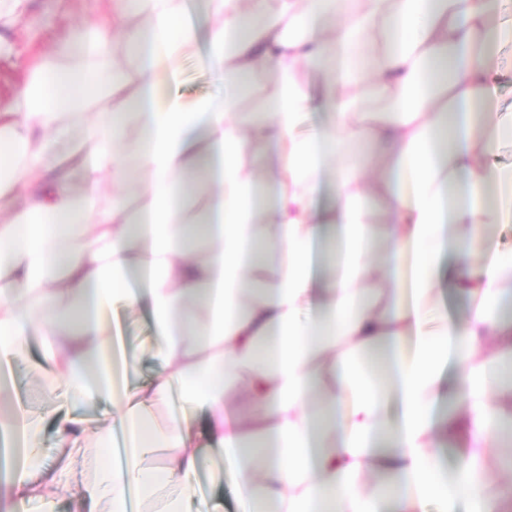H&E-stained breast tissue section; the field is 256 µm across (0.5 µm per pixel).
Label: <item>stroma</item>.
I'll return each mask as SVG.
<instances>
[{"label": "stroma", "mask_w": 512, "mask_h": 512, "mask_svg": "<svg viewBox=\"0 0 512 512\" xmlns=\"http://www.w3.org/2000/svg\"><path fill=\"white\" fill-rule=\"evenodd\" d=\"M182 25L191 27L198 39L195 56L183 61L176 82L167 85L170 93L196 99L222 94L223 77L208 58V32L212 18L207 0H184ZM104 11L102 0H27L25 13L18 18H0V102L10 100L33 77L41 56L60 38L81 27L99 23ZM112 333L126 348L136 350L141 363L137 372L129 374V387L146 384L157 370L153 357L151 318L146 310L128 312L115 309L112 313ZM45 350L39 337H31L29 361L15 376L10 402L18 410L36 411L45 422L43 446L50 468H65L66 488L55 505L56 512H80L79 492L86 478L81 460L67 458L55 446V422L69 417L79 427L93 431L106 423L112 414L110 405H69L60 392L37 389L36 382L43 373ZM221 460L203 453L191 481L198 488L209 512H254V505L238 488L223 483L218 472Z\"/></svg>", "instance_id": "obj_1"}]
</instances>
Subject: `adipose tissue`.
Returning a JSON list of instances; mask_svg holds the SVG:
<instances>
[{"instance_id":"ef3b65f1","label":"adipose tissue","mask_w":512,"mask_h":512,"mask_svg":"<svg viewBox=\"0 0 512 512\" xmlns=\"http://www.w3.org/2000/svg\"><path fill=\"white\" fill-rule=\"evenodd\" d=\"M208 3L223 94L159 93L197 51L182 0H108L107 24L52 46L0 108V359L25 363L37 333L51 388L111 403L93 435L57 428L87 463L83 512H192L202 449L166 412L176 393L233 456L225 480L271 512H423L436 494L444 512H506L512 481L493 484L487 460L512 414L496 389L512 370V251L483 244L486 225L512 223V166L491 162L512 141L500 0ZM305 71L329 80V127L311 122ZM258 74L275 90L243 107ZM192 171L207 197L191 223ZM326 236L336 270L322 279ZM443 280L467 303L458 320L439 310ZM118 306L147 309L156 332L158 372L133 392L137 358L112 351ZM0 431L7 498L49 503L62 474L42 462L41 418L0 407ZM119 432L122 462L92 457ZM451 437L448 473L437 450ZM498 81L506 102H512V43L504 44L498 54Z\"/></svg>"}]
</instances>
